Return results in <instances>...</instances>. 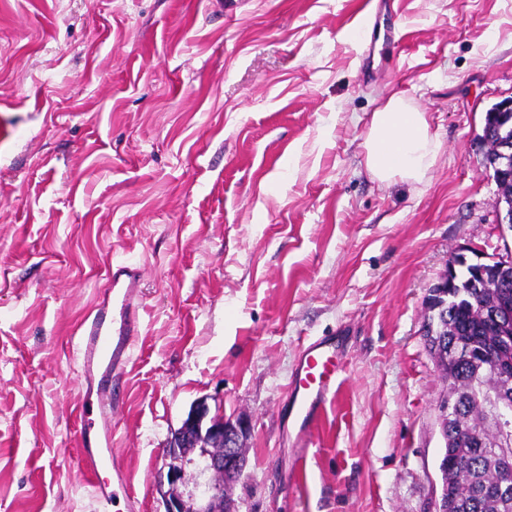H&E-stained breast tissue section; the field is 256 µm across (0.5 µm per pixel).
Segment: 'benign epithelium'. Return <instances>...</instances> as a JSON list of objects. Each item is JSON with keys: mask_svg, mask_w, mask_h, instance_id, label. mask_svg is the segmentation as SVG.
I'll return each mask as SVG.
<instances>
[{"mask_svg": "<svg viewBox=\"0 0 512 512\" xmlns=\"http://www.w3.org/2000/svg\"><path fill=\"white\" fill-rule=\"evenodd\" d=\"M477 140L493 146V156L487 170L493 172V179L501 182L512 181V137L503 129L492 126L482 128ZM497 228L501 238L512 232V197L506 195L499 201ZM505 254L488 256L472 249L448 255V262L441 277L430 289L451 288L460 268L473 266L477 286L499 288L502 274L512 269V248L504 244ZM487 325L500 336L499 357H487V364L498 369L502 378L512 383V360L506 358L512 350V296L504 293L486 315ZM427 343L434 350L448 355V363L467 354L464 341L446 344L444 337L435 334V324H428L423 330ZM486 412L498 427L512 424V392L499 390L481 392ZM454 398L443 397L438 405V424L442 439H448L443 421L451 418ZM248 433L243 420L230 422L222 417L210 416V409L203 400L197 402L183 421L180 428L171 433L165 446V456L170 459L167 471V486H159V493L165 505V512H224V480L237 479L245 468L240 453L242 440Z\"/></svg>", "mask_w": 512, "mask_h": 512, "instance_id": "benign-epithelium-1", "label": "benign epithelium"}]
</instances>
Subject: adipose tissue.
Instances as JSON below:
<instances>
[{"mask_svg": "<svg viewBox=\"0 0 512 512\" xmlns=\"http://www.w3.org/2000/svg\"><path fill=\"white\" fill-rule=\"evenodd\" d=\"M366 167L379 185L395 180L422 182L441 149L426 113L395 95L373 112L364 140Z\"/></svg>", "mask_w": 512, "mask_h": 512, "instance_id": "ef3b65f1", "label": "adipose tissue"}]
</instances>
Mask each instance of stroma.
<instances>
[{
    "label": "stroma",
    "instance_id": "stroma-1",
    "mask_svg": "<svg viewBox=\"0 0 512 512\" xmlns=\"http://www.w3.org/2000/svg\"><path fill=\"white\" fill-rule=\"evenodd\" d=\"M0 0V512H99L77 460L73 329L112 260L143 331L112 464L165 512L163 448L193 404L245 420L235 512H428L445 384L423 302L451 252H502L476 136L512 101V0ZM395 93L442 148L382 188ZM343 344L308 447L286 386Z\"/></svg>",
    "mask_w": 512,
    "mask_h": 512
}]
</instances>
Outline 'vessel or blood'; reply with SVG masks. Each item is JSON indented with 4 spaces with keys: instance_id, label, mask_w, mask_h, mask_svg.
I'll return each instance as SVG.
<instances>
[{
    "instance_id": "b4317fda",
    "label": "vessel or blood",
    "mask_w": 512,
    "mask_h": 512,
    "mask_svg": "<svg viewBox=\"0 0 512 512\" xmlns=\"http://www.w3.org/2000/svg\"><path fill=\"white\" fill-rule=\"evenodd\" d=\"M141 297L142 278L136 262L114 260L107 272L106 288L75 330L84 387L78 411L79 445L100 512H109L119 496L124 497L127 512L139 509L123 472H116L109 482L101 480L100 472L112 462V418L118 405L114 388L124 375L140 333ZM341 369L335 337H323L303 347L288 386V420L295 444H303L322 421L328 403L336 397Z\"/></svg>"
}]
</instances>
